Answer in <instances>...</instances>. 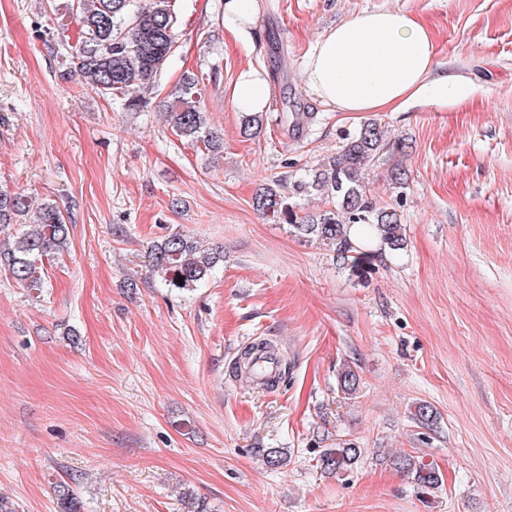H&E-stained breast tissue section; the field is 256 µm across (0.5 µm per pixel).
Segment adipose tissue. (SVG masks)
Segmentation results:
<instances>
[{
  "label": "adipose tissue",
  "instance_id": "adipose-tissue-1",
  "mask_svg": "<svg viewBox=\"0 0 512 512\" xmlns=\"http://www.w3.org/2000/svg\"><path fill=\"white\" fill-rule=\"evenodd\" d=\"M430 30L399 11H364L325 30L310 48L303 81L337 112H401L419 100L468 97L472 84L441 72ZM271 88L263 70H239L230 88L239 112L265 111Z\"/></svg>",
  "mask_w": 512,
  "mask_h": 512
}]
</instances>
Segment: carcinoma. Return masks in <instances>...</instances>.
<instances>
[{
    "label": "carcinoma",
    "mask_w": 512,
    "mask_h": 512,
    "mask_svg": "<svg viewBox=\"0 0 512 512\" xmlns=\"http://www.w3.org/2000/svg\"><path fill=\"white\" fill-rule=\"evenodd\" d=\"M79 24L75 46L77 68L81 76L104 96L123 102L126 110L141 112L151 105V94L161 66L174 52L178 42V19L172 0H76L68 7ZM177 135L195 145L201 144L208 154L224 152V139L209 126L202 105L199 79L187 74L163 101ZM289 127L300 137L310 112L286 115ZM263 127V113H241V134L257 137ZM406 144L387 140L381 122L364 121L349 137L337 156L322 159L292 182L297 195H318L334 203V208L297 216L286 203L282 187L285 177H274L261 184L253 196V207L269 218H284L300 238L328 247L343 259L356 250L359 238L351 230H362L391 251L405 246L403 224L398 213L376 207L366 195L365 174L385 151L401 153ZM30 208L26 195L0 185V231L10 230ZM70 240L69 224L59 206L44 203L36 219L23 225L13 237V244L0 250V267L7 269L21 285L34 288L40 282L38 262L58 253ZM224 263V248L198 247L197 242L178 233L154 243L147 254L151 273L164 285L179 290H192L207 282ZM183 281H178V277ZM261 352L276 357L280 367H288L270 343L259 341L247 346L235 362V370H249ZM355 371L347 367L338 377V390L351 396L357 389ZM361 449L348 444L323 449L318 466L326 473L347 471L357 462ZM259 456L273 469L283 465L281 448H264ZM395 465L427 493L442 483L439 470L428 463L405 455ZM59 512H81L80 501L66 484L57 485Z\"/></svg>",
    "instance_id": "carcinoma-1"
}]
</instances>
